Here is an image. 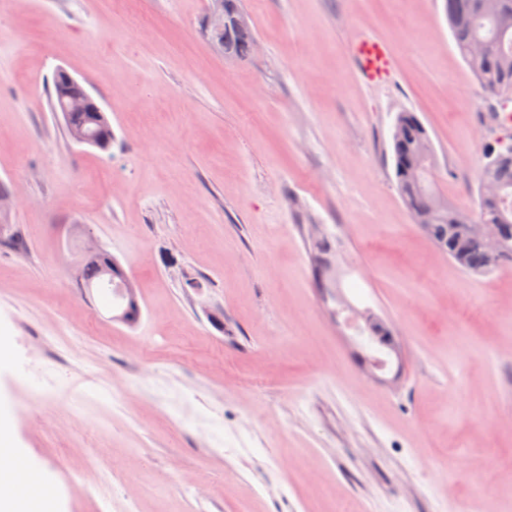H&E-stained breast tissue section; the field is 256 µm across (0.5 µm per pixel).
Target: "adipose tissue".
<instances>
[{
	"instance_id": "adipose-tissue-1",
	"label": "adipose tissue",
	"mask_w": 512,
	"mask_h": 512,
	"mask_svg": "<svg viewBox=\"0 0 512 512\" xmlns=\"http://www.w3.org/2000/svg\"><path fill=\"white\" fill-rule=\"evenodd\" d=\"M10 407L0 403V512H57L48 479L18 448Z\"/></svg>"
}]
</instances>
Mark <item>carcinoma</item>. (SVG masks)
Wrapping results in <instances>:
<instances>
[{
  "label": "carcinoma",
  "mask_w": 512,
  "mask_h": 512,
  "mask_svg": "<svg viewBox=\"0 0 512 512\" xmlns=\"http://www.w3.org/2000/svg\"><path fill=\"white\" fill-rule=\"evenodd\" d=\"M448 26L454 43L483 90L494 96L512 98V33L506 35L500 19L483 8L485 0H445ZM254 36L251 27L233 31L224 45V57L243 60L251 56ZM489 47V54H472L475 44ZM397 120L410 131V137L392 141L394 175L397 191L427 237L462 271L486 276L512 263V247L497 265L485 263L484 244L477 239L460 238L455 225L511 224L512 225V147L486 155L479 173L475 210L465 212L448 202L438 191L432 172L436 151L429 132L414 112L403 111ZM107 117L97 118L90 112H70L64 127L100 129L108 127ZM495 184L498 195L484 192V185ZM312 256L317 285L330 267V246L324 240L314 244ZM119 261L108 251L83 261L77 285L90 289L104 278V268ZM126 276L112 277V292L122 299L123 308L132 310V319L140 314L138 298H130L124 288Z\"/></svg>",
  "instance_id": "cac0c4a2"
}]
</instances>
